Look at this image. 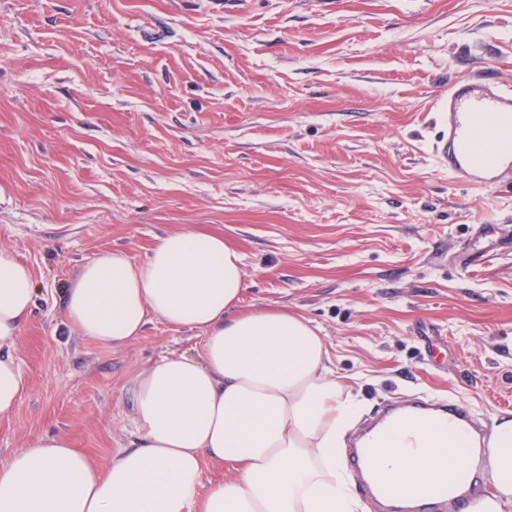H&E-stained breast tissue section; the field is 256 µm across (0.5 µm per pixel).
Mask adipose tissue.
Masks as SVG:
<instances>
[{
	"mask_svg": "<svg viewBox=\"0 0 512 512\" xmlns=\"http://www.w3.org/2000/svg\"><path fill=\"white\" fill-rule=\"evenodd\" d=\"M242 257L223 236L187 228L159 237L140 263L114 250L64 290L70 331L120 349L158 321L196 333L203 355L160 357L126 389L135 429L106 468L63 437L41 436L0 461V512H357L345 437L357 404L324 336L285 307L239 311ZM30 267L0 248V417L26 392L14 356L35 304ZM369 471L423 505L421 488L482 470L493 495L465 512H512V418L490 448L413 418L395 423ZM224 465L205 483L203 464Z\"/></svg>",
	"mask_w": 512,
	"mask_h": 512,
	"instance_id": "adipose-tissue-1",
	"label": "adipose tissue"
}]
</instances>
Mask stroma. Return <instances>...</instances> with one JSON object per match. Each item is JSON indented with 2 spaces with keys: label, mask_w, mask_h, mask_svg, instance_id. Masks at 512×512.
<instances>
[{
  "label": "stroma",
  "mask_w": 512,
  "mask_h": 512,
  "mask_svg": "<svg viewBox=\"0 0 512 512\" xmlns=\"http://www.w3.org/2000/svg\"><path fill=\"white\" fill-rule=\"evenodd\" d=\"M488 67L512 85V0H0V247L38 288L0 459L128 444L129 378L199 340L155 321L102 347L62 292L189 227L241 253L242 309L321 329L361 419L410 396L512 416V252L457 261L512 231V173L474 188L432 153L436 98Z\"/></svg>",
  "instance_id": "35a3bbf8"
}]
</instances>
